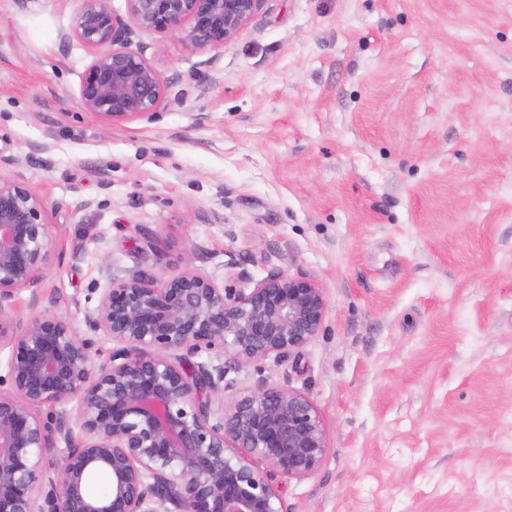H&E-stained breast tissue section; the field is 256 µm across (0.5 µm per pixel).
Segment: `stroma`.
<instances>
[{
	"label": "stroma",
	"instance_id": "1",
	"mask_svg": "<svg viewBox=\"0 0 512 512\" xmlns=\"http://www.w3.org/2000/svg\"><path fill=\"white\" fill-rule=\"evenodd\" d=\"M74 0H0V175L60 264L22 313L80 335L111 272L284 271L327 300L224 393L313 402L329 451L284 512H512V0H266L237 40L141 35L175 106L120 125L78 96Z\"/></svg>",
	"mask_w": 512,
	"mask_h": 512
}]
</instances>
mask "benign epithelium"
I'll return each mask as SVG.
<instances>
[{"mask_svg": "<svg viewBox=\"0 0 512 512\" xmlns=\"http://www.w3.org/2000/svg\"><path fill=\"white\" fill-rule=\"evenodd\" d=\"M60 34L91 52L83 108L111 125L157 112L167 84L134 44L139 33L175 36L189 49L222 48L266 0H75ZM58 256L43 198L0 176V512H283L272 474L301 479L322 465L328 432L304 394L262 384L224 399L214 352L247 364L288 357L318 335L326 300L314 282L283 271L253 288L218 286L188 262L157 282L111 275L86 322L121 348L104 353L63 316L18 314ZM221 406L212 408V397ZM77 402L79 433L65 425ZM65 448L53 454L58 440ZM106 486L93 495L91 479Z\"/></svg>", "mask_w": 512, "mask_h": 512, "instance_id": "1", "label": "benign epithelium"}]
</instances>
